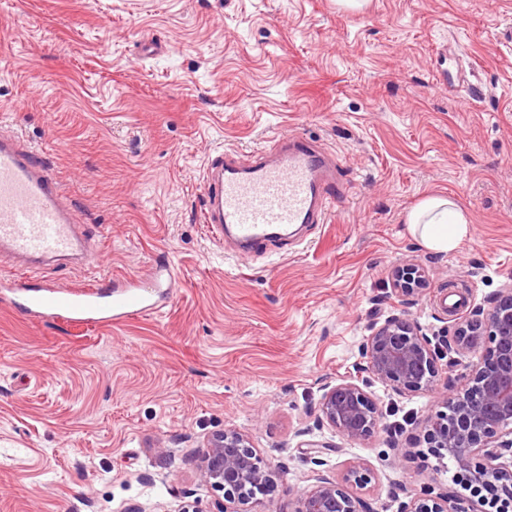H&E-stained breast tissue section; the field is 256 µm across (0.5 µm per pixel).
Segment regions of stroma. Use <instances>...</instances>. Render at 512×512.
Returning <instances> with one entry per match:
<instances>
[{"instance_id": "stroma-1", "label": "stroma", "mask_w": 512, "mask_h": 512, "mask_svg": "<svg viewBox=\"0 0 512 512\" xmlns=\"http://www.w3.org/2000/svg\"><path fill=\"white\" fill-rule=\"evenodd\" d=\"M1 131L51 157L94 251L48 278L169 260L178 283L160 312L100 326L0 301V512H179L187 496L214 512L195 459L227 429L283 476L264 512L353 465L373 475L354 491L371 512L408 485L456 490L451 464L409 450L441 394L364 374L381 417L362 444L318 408L371 324L433 331L512 282V0H0ZM280 135L319 141L344 188L301 245L242 260L202 222L204 171ZM428 195L472 218L453 252L403 222ZM406 264L429 275L410 304L391 284ZM303 431L327 443L321 465Z\"/></svg>"}]
</instances>
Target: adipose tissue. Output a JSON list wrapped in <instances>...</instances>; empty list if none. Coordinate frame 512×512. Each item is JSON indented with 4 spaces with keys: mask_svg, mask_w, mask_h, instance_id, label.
Here are the masks:
<instances>
[{
    "mask_svg": "<svg viewBox=\"0 0 512 512\" xmlns=\"http://www.w3.org/2000/svg\"><path fill=\"white\" fill-rule=\"evenodd\" d=\"M404 222L424 248L446 253L468 236L471 218L451 199L429 196L406 213Z\"/></svg>",
    "mask_w": 512,
    "mask_h": 512,
    "instance_id": "1",
    "label": "adipose tissue"
}]
</instances>
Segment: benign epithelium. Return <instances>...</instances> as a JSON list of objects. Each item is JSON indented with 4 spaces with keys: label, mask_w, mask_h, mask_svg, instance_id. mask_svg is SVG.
Masks as SVG:
<instances>
[{
    "label": "benign epithelium",
    "mask_w": 512,
    "mask_h": 512,
    "mask_svg": "<svg viewBox=\"0 0 512 512\" xmlns=\"http://www.w3.org/2000/svg\"><path fill=\"white\" fill-rule=\"evenodd\" d=\"M393 291L410 303L427 283L426 271L403 265L392 272ZM480 340L486 353L467 366L452 389L439 383L443 350L469 351ZM357 369L397 393L432 392L445 398L446 410L425 418L422 441L433 456L451 458L455 480L471 498L426 484L405 492L396 512H512V282L485 303L448 319L437 341L411 319L390 316L372 328L359 350ZM380 410L365 384L355 378L325 387L318 419L350 441H365L378 431ZM198 469L205 485L224 493L216 512H260L282 475L252 447L246 435L226 429L212 436ZM372 473L350 467L339 483L319 478L297 498L294 512H369L347 485L366 487Z\"/></svg>",
    "instance_id": "7a95c632"
}]
</instances>
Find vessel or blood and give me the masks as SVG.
Instances as JSON below:
<instances>
[{
	"instance_id": "vessel-or-blood-1",
	"label": "vessel or blood",
	"mask_w": 512,
	"mask_h": 512,
	"mask_svg": "<svg viewBox=\"0 0 512 512\" xmlns=\"http://www.w3.org/2000/svg\"><path fill=\"white\" fill-rule=\"evenodd\" d=\"M338 163L316 142L281 137L248 162L216 156L207 172L203 221L238 249L256 253L290 228L324 223L341 189ZM75 208L64 202L45 156L0 136V253L16 270L0 277V298L31 319L75 325L118 323L159 311L177 276L171 264L145 276L58 284L35 279L34 265L83 253L85 236Z\"/></svg>"
}]
</instances>
